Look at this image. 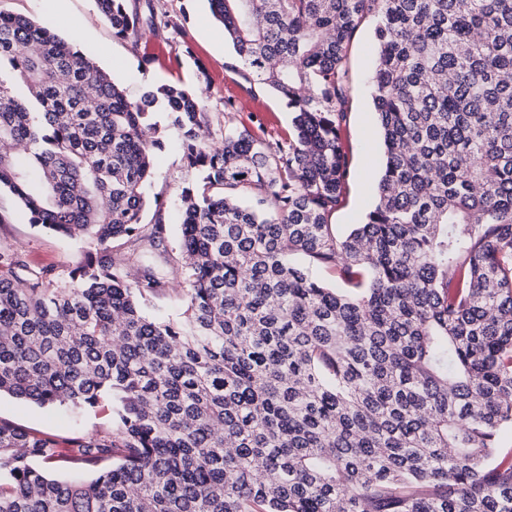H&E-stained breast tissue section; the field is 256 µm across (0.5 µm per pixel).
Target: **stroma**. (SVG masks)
Here are the masks:
<instances>
[{"label":"stroma","instance_id":"1","mask_svg":"<svg viewBox=\"0 0 512 512\" xmlns=\"http://www.w3.org/2000/svg\"><path fill=\"white\" fill-rule=\"evenodd\" d=\"M182 34L165 32L163 38H148L140 48L113 35L102 18L96 0H0V10L26 15L49 26L59 36L76 41L81 51L120 84L129 96L170 81H181L190 89L202 86L205 77L222 80V65L230 47L222 26L212 16L208 0H173ZM375 18H367L354 34L348 48L349 108L344 143L350 157L346 206L332 219L334 228L346 232L364 221L376 202L375 181L382 153L381 139L372 110L369 77L375 63L372 31ZM156 119L165 129L164 148L159 152L147 187L148 196L167 203L165 252L159 263L168 284L160 294L149 298L145 312L163 319L181 317L185 309V273L179 262L181 211L179 192L195 178L193 169L182 158L176 134L168 126L166 113ZM0 248L20 249L35 269L53 268L59 277L69 271L88 251L86 241L59 236L30 224L18 199L0 190ZM0 418L36 432H49L60 439L105 431L112 427L109 405L80 411L39 406L0 395Z\"/></svg>","mask_w":512,"mask_h":512}]
</instances>
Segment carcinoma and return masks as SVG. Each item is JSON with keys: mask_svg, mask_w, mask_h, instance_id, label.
<instances>
[{"mask_svg": "<svg viewBox=\"0 0 512 512\" xmlns=\"http://www.w3.org/2000/svg\"><path fill=\"white\" fill-rule=\"evenodd\" d=\"M96 2L135 48L181 30ZM208 3L239 79L139 98L0 11V189L94 245L65 281L0 251V394L112 401V430L64 446L0 420V512H512V0ZM370 16L384 161L374 208L339 234L348 46ZM259 87L291 131L238 120ZM158 107L196 171L178 320L144 311L167 285L165 204L145 194ZM123 238L140 247L118 259Z\"/></svg>", "mask_w": 512, "mask_h": 512, "instance_id": "cac0c4a2", "label": "carcinoma"}]
</instances>
